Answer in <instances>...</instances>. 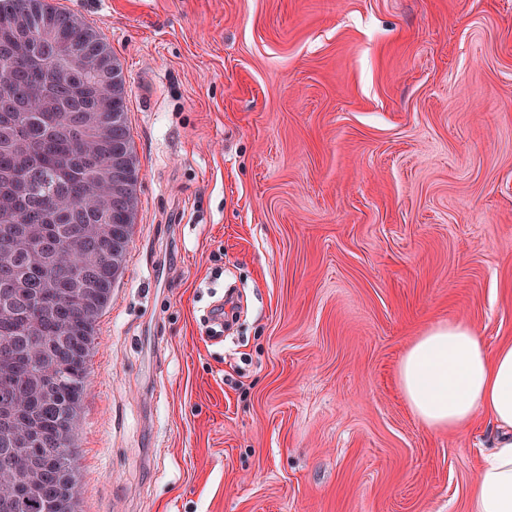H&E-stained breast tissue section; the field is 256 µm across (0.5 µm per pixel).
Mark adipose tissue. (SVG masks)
<instances>
[{
	"instance_id": "ef3b65f1",
	"label": "adipose tissue",
	"mask_w": 512,
	"mask_h": 512,
	"mask_svg": "<svg viewBox=\"0 0 512 512\" xmlns=\"http://www.w3.org/2000/svg\"><path fill=\"white\" fill-rule=\"evenodd\" d=\"M402 395L434 431L455 432L484 415L497 434L468 491L469 512H512V343L489 348L462 323L435 325L398 368Z\"/></svg>"
}]
</instances>
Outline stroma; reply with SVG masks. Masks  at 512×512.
I'll return each instance as SVG.
<instances>
[{"mask_svg":"<svg viewBox=\"0 0 512 512\" xmlns=\"http://www.w3.org/2000/svg\"><path fill=\"white\" fill-rule=\"evenodd\" d=\"M57 7L139 169L78 512H468L493 430L427 429L397 370L439 323L512 342V0ZM86 39L89 42H98L96 46V57L91 66L97 74L105 78L107 81L108 98L105 100H99L98 102V108H103L116 98L124 96L123 85H121L119 80V78L121 80L122 78L120 72L118 74L119 78L115 77L117 75V68L110 47L102 40L99 41L96 33L92 29L87 31Z\"/></svg>","mask_w":512,"mask_h":512,"instance_id":"1","label":"stroma"}]
</instances>
